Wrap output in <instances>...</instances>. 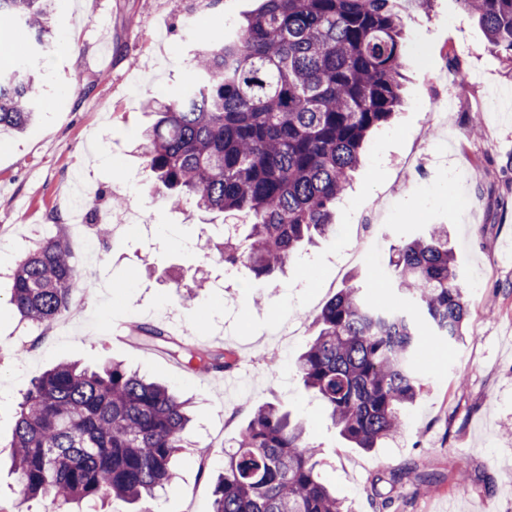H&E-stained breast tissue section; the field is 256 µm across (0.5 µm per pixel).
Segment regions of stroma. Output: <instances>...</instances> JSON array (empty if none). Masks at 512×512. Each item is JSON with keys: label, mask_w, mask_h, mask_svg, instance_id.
<instances>
[{"label": "stroma", "mask_w": 512, "mask_h": 512, "mask_svg": "<svg viewBox=\"0 0 512 512\" xmlns=\"http://www.w3.org/2000/svg\"><path fill=\"white\" fill-rule=\"evenodd\" d=\"M259 0H54L52 43L33 73L37 115L0 137V506L55 512L45 499L21 500L11 471L17 405L30 382L61 362L97 367L117 359L160 379L194 402L176 476L160 490L156 512H212L218 468L253 410L274 403L290 411L318 448L322 479L349 512H512V73L476 19L457 0H431L403 14L405 103L389 127L370 138L336 229L305 246L284 274L243 272L222 287L224 262L206 240L224 239L222 217L191 205L171 208L155 190L139 143L154 116L148 100L179 94L194 79L190 59L201 36L234 34ZM198 17V31L184 27ZM469 93L455 99L454 68ZM421 169L407 170L411 154ZM396 185L378 253L448 227L468 313L464 336H421L422 390L401 432L366 451L344 441L292 365L316 336V316L350 285L393 303L392 283L372 267L347 261L368 235L359 221L366 200ZM81 190L87 232L116 218L112 201L137 193L150 232L112 235L96 267L79 266L69 312L44 328L21 324L9 303L12 274L27 247L66 236L72 190ZM159 325L196 348L226 354L241 387L224 396V377L187 357L133 339H112V316ZM299 332L280 340L286 317ZM286 343L289 365L274 356Z\"/></svg>", "instance_id": "35a3bbf8"}]
</instances>
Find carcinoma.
<instances>
[{
  "label": "carcinoma",
  "instance_id": "carcinoma-1",
  "mask_svg": "<svg viewBox=\"0 0 512 512\" xmlns=\"http://www.w3.org/2000/svg\"><path fill=\"white\" fill-rule=\"evenodd\" d=\"M458 2L512 66V0ZM48 15L49 0H0V26L23 27L39 46L51 35ZM405 52L397 0H262L233 37L194 56L191 90L151 102L158 119L141 150L158 192L177 207L250 217L226 237L224 263L276 275L303 243L335 230L366 137L402 103ZM33 101L22 62L0 79V131L23 129ZM389 276L421 317L352 285L322 307L318 335L295 362L339 434L365 450L400 433L416 401L421 325L453 338L467 315L444 229L400 246ZM76 281L70 243L50 238L19 263L10 303L44 326L69 311ZM199 362L232 368L223 355ZM18 408L11 445L20 495L61 508L112 498L151 512L191 421L187 401L119 361L95 370L59 363L32 381ZM317 466L303 423L263 405L224 451L213 512H344Z\"/></svg>",
  "mask_w": 512,
  "mask_h": 512
}]
</instances>
